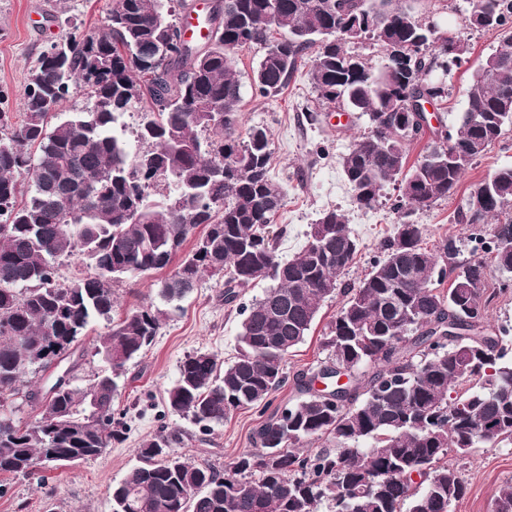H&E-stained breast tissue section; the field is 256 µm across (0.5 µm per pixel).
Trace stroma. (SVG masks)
Returning <instances> with one entry per match:
<instances>
[{"label":"stroma","mask_w":512,"mask_h":512,"mask_svg":"<svg viewBox=\"0 0 512 512\" xmlns=\"http://www.w3.org/2000/svg\"><path fill=\"white\" fill-rule=\"evenodd\" d=\"M472 3L473 0H418L416 4L422 22L434 23L439 32L453 34L468 47L460 66L431 74L448 91L438 115L449 130L457 126L464 110L465 88L497 42L496 33L469 28L466 18ZM66 31V26L54 17L53 0H0V90L9 96L11 113L19 111L30 61ZM261 54L260 47H245L238 50L237 61L244 85L243 121L245 125L267 129L273 151L272 173L286 193V205L276 219L285 230L279 253L285 259L292 256L306 242L309 227L320 213L340 210L360 242L346 279L351 283L359 281L379 258L381 240L400 220L393 208L398 189L387 187L379 206L363 209L356 205L341 173L339 160L354 137L367 128L368 119L320 100L302 70L278 94L263 97L253 92L251 75ZM503 166H512L511 127L484 156L473 161L453 196L412 214V221L423 231L424 246L437 250L445 242H454L460 263L485 257V250L471 241L467 225L458 223L457 211L483 179ZM164 277L160 271L117 284L119 305L115 316L147 302H158L159 283ZM222 293V286L215 281L202 283L182 301L179 310L163 318L153 344L128 363L113 405L125 422L119 441L96 459L44 470L39 482L5 478L0 512H112L109 485L121 480L136 464L140 446L162 431L179 433L172 451L220 471L250 448L252 432L263 420L260 408L238 411L213 432L204 434L188 420L171 413L165 403V392L186 355L208 351L226 362L235 356L242 317L238 306L225 305ZM337 309V300L324 302L304 342L288 354L284 363L288 380L274 393L275 404L295 400L296 374L315 370L326 360L321 339ZM106 326V321L95 322L71 355L74 384H86L101 372L103 365L94 350ZM461 466L467 492L454 512H490L499 487L512 481V444L473 449Z\"/></svg>","instance_id":"stroma-1"}]
</instances>
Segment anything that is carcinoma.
Segmentation results:
<instances>
[{
  "label": "carcinoma",
  "instance_id": "obj_1",
  "mask_svg": "<svg viewBox=\"0 0 512 512\" xmlns=\"http://www.w3.org/2000/svg\"><path fill=\"white\" fill-rule=\"evenodd\" d=\"M191 0H112L94 31L50 42L27 72L21 120L0 112V475L36 478L43 459L71 465L100 456L119 438L112 395L127 363L150 346L165 312L150 303L115 320L112 284L169 270L158 295L175 306L204 280L224 288V304L258 279L273 285L241 307L238 351L224 364L210 352L181 361L166 390L171 411L209 432L234 412L268 403L285 380L288 353L302 343L322 304L341 297L323 338L328 361L349 382L316 395L308 375L301 397L272 411L253 447L217 472L170 450L176 435L143 444L138 464L110 486L112 512H451L467 484L448 457L483 445L512 444V344L500 329L470 322L504 289L493 272L512 273V166L496 169L475 192L488 204L457 220L481 235L489 226L493 264L454 262L423 246L408 217L455 194L471 162L512 126V0H476L467 17L498 33L496 48L465 89L455 132L444 130L414 164L407 146L422 125L405 111L435 95L427 75L458 65L467 46L437 36L414 6L397 0H211L206 42L178 41L176 16ZM362 23L360 40L400 46L378 67L346 48L336 32ZM263 49L252 87L263 96L288 84L298 64L318 97L368 118L367 130L341 157L357 204L373 209L393 184L403 219L380 242L382 258L355 284L342 281L359 243L345 215L324 211L333 237L313 233L290 258L273 231L285 192L270 173V135L242 128L243 84L235 53ZM81 98L89 106L71 112ZM144 114L138 146L117 134L118 119ZM148 158L169 179L157 184L138 169ZM205 232L181 257L199 226ZM451 260L440 265V258ZM77 258L84 275L63 280L61 261ZM465 267L469 279L448 273ZM108 330L96 347L102 373L68 385L53 407L54 426L17 418L20 397L37 395L36 376L71 355L89 326ZM371 368V372L363 368ZM326 437L333 444L305 452ZM491 512H512V482Z\"/></svg>",
  "mask_w": 512,
  "mask_h": 512
}]
</instances>
